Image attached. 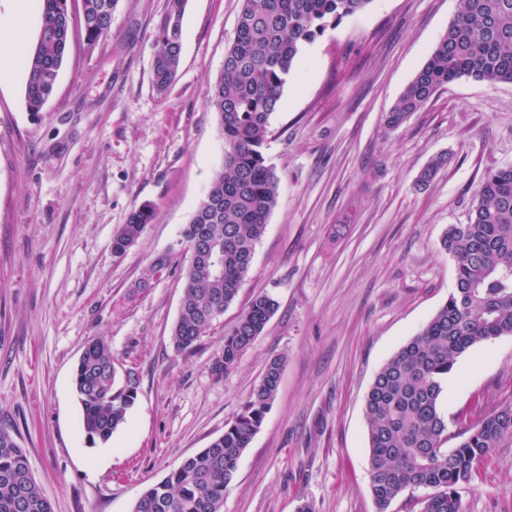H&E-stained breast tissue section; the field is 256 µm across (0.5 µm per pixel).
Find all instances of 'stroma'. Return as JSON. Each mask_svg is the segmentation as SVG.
I'll use <instances>...</instances> for the list:
<instances>
[{"label": "stroma", "instance_id": "1", "mask_svg": "<svg viewBox=\"0 0 512 512\" xmlns=\"http://www.w3.org/2000/svg\"><path fill=\"white\" fill-rule=\"evenodd\" d=\"M166 7L118 0L91 47L72 0L65 60L40 111L26 106L22 70L0 77V429L25 449L53 512H132L223 434L279 357L278 394L224 512H377L365 395L448 299L455 266L443 232L468 222L488 171L512 165V84L463 77L385 126L459 0H371L304 43L270 118L263 153L279 195L251 269L197 347L179 352L180 273L145 275L164 253L188 262L182 231L224 162L208 96L241 0H187L180 66L161 95L152 67ZM442 153L448 165L419 187ZM143 204L152 223L115 255V230ZM261 293L277 312L235 368L213 374L214 353ZM96 338L139 384L125 423L93 446L73 373ZM509 402L512 335L458 358L443 400L448 447ZM460 494L461 512H512V443L492 449Z\"/></svg>", "mask_w": 512, "mask_h": 512}]
</instances>
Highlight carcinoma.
<instances>
[{"label": "carcinoma", "instance_id": "cac0c4a2", "mask_svg": "<svg viewBox=\"0 0 512 512\" xmlns=\"http://www.w3.org/2000/svg\"><path fill=\"white\" fill-rule=\"evenodd\" d=\"M42 25L25 69L29 111H39L53 94L69 39L68 0H40ZM371 0H242L224 68L212 84L209 107L224 135V167L182 231L187 253L208 237L224 243V268L198 261L181 269L182 297L171 340L193 350L230 307L251 268L256 245L278 199L279 178L266 164L263 147L270 116L281 98L299 45L325 30L330 20L363 11ZM117 0H82L87 44L95 45L112 24ZM186 0H167L153 61L154 86L165 93L180 65L181 22ZM512 83V0H460L459 10L427 62L385 115L397 128L441 87L462 78ZM448 165L433 157L417 184L428 187ZM153 209H134L113 235L121 255L141 238ZM441 248L454 260L455 288L421 331L377 372L365 398L370 488L377 512L411 489H431L421 512H461L459 486L494 448L512 440V402L488 415L454 448L442 410L445 382L457 359L473 347L512 335V166L488 172L470 221L452 224ZM278 309L259 294L239 315L216 352L211 371H230L262 334ZM283 361H270L243 411L224 434L185 458L162 481L145 489L132 512H224V490L237 460L249 447L278 393ZM138 375L123 382L108 342H90L79 358L74 388L83 408L82 431L89 444H105L126 421L137 394ZM39 491L27 455L0 430V512H52Z\"/></svg>", "mask_w": 512, "mask_h": 512}]
</instances>
